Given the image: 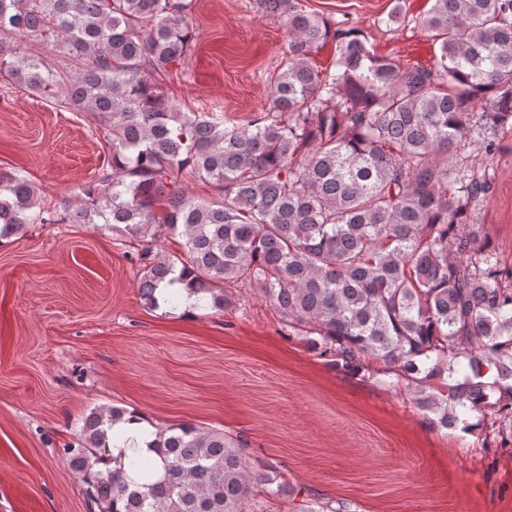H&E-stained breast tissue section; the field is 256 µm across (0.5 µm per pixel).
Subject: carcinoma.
<instances>
[{
  "label": "carcinoma",
  "instance_id": "1",
  "mask_svg": "<svg viewBox=\"0 0 512 512\" xmlns=\"http://www.w3.org/2000/svg\"><path fill=\"white\" fill-rule=\"evenodd\" d=\"M284 19L288 52L271 105L245 125L182 112L161 82L190 55L187 0H0V33L36 36L53 66L15 41L0 46L5 82L97 124L111 166L59 213L25 175L0 176V241L27 224H100L140 246L168 232L183 258L143 265L145 304L222 311L229 288H256L288 331L338 370L390 368L437 426L492 414L512 430V267L479 244L474 219L491 190L493 139L512 123V0H432L422 23L439 56L406 67L355 30L260 0ZM335 42L336 72L312 53ZM211 185L201 201L185 175ZM116 405L90 410L64 449L91 512H268L286 495L273 466L254 471L244 445L190 423L153 427L147 452L118 443ZM124 447L119 455L112 449ZM304 499L292 512H344Z\"/></svg>",
  "mask_w": 512,
  "mask_h": 512
}]
</instances>
